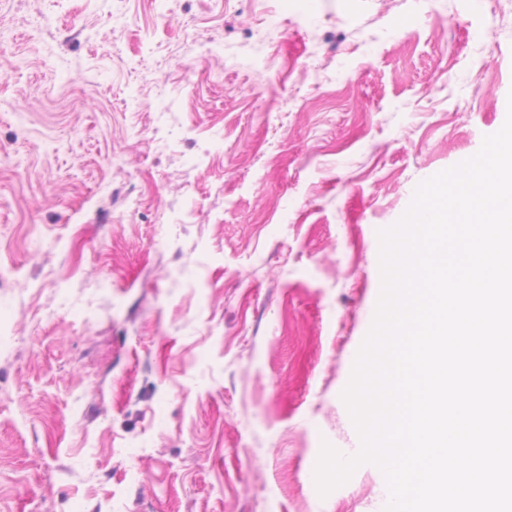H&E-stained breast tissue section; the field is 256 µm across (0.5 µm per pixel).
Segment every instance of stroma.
Wrapping results in <instances>:
<instances>
[{"label":"stroma","instance_id":"obj_1","mask_svg":"<svg viewBox=\"0 0 512 512\" xmlns=\"http://www.w3.org/2000/svg\"><path fill=\"white\" fill-rule=\"evenodd\" d=\"M511 93L512 0H0V512H380L379 233Z\"/></svg>","mask_w":512,"mask_h":512}]
</instances>
